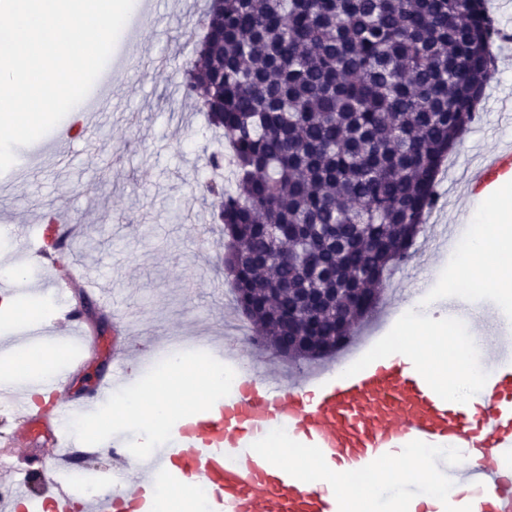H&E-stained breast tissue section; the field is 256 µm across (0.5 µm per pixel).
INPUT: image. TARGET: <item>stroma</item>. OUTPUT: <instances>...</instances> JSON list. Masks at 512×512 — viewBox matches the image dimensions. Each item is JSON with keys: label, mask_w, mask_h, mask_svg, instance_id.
I'll list each match as a JSON object with an SVG mask.
<instances>
[{"label": "stroma", "mask_w": 512, "mask_h": 512, "mask_svg": "<svg viewBox=\"0 0 512 512\" xmlns=\"http://www.w3.org/2000/svg\"><path fill=\"white\" fill-rule=\"evenodd\" d=\"M206 2L149 0L154 25L135 51L166 60V67L115 73L112 94L101 105L103 115L92 137L72 136L61 164L38 167L7 195L6 208L0 210L4 226L39 224L53 213L74 218L71 248L81 270L100 283L110 303L84 301L79 292H72V299L81 300L88 329L98 342L81 364H73L81 351L78 337L27 336L31 323L48 321L53 311L46 268L26 262L16 238L0 242V267L24 268L22 278L0 281V297L38 311L33 321L0 318V362L19 360L33 350L48 357L33 370L0 378V384L29 390L68 367L75 396L86 397L112 369L116 312L168 337L212 336L230 340L245 353L252 349L246 335L226 327L239 313L232 305V280L222 264L224 229L215 223L210 202L197 189L207 175V157L222 146L184 87L183 66L195 60L197 46L185 44L182 34L186 27L198 25ZM484 95L480 118L461 137L445 177L438 180L441 198L426 220L425 233L412 256L390 277V292L383 297L385 314L360 325V332L389 335L392 317L414 301V291L420 288L432 301L433 316L446 323L466 314L480 319L489 311L501 335L512 333V303L489 290H457L451 247L434 257L429 254L436 226L455 225L460 239L488 209L487 199L470 194L462 175L476 154L512 145V123L505 118L512 110V46H498L496 76ZM23 422L14 404L0 399V453L23 469L30 486L52 496L47 437L31 436L23 448L9 439L10 431ZM67 425L75 437L98 450L93 457L77 455L74 468L97 477L110 473L112 458L102 445L115 425L107 414L71 416Z\"/></svg>", "instance_id": "35a3bbf8"}]
</instances>
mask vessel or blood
Listing matches in <instances>:
<instances>
[{
    "mask_svg": "<svg viewBox=\"0 0 512 512\" xmlns=\"http://www.w3.org/2000/svg\"><path fill=\"white\" fill-rule=\"evenodd\" d=\"M512 170V149L483 156L469 169L467 184L480 192ZM65 326L87 336L79 311L62 309L55 322L35 328L38 336ZM477 362L481 379L466 402L449 399L442 385L403 359L374 358L350 370L332 367L300 378L258 370L224 397L176 419L163 442L137 455L129 437L115 433L107 443L114 481L122 494L103 487L86 505L88 512H153L161 486L205 493L206 512H342L344 494L317 484L295 464L274 467L258 445L272 431L301 445L325 463L352 473H377L380 504L415 500L430 485L469 484L476 512H512V390H506L502 365L511 354L498 348L491 320H484ZM115 365L93 396L88 411L107 402L126 381L125 360L142 354L141 345L121 335L112 341ZM68 375L44 386L45 402L27 420L53 434L70 408ZM408 448L428 454L420 476L404 481L382 469L403 460Z\"/></svg>",
    "mask_w": 512,
    "mask_h": 512,
    "instance_id": "obj_1",
    "label": "vessel or blood"
}]
</instances>
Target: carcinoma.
Here are the masks:
<instances>
[{
  "label": "carcinoma",
  "instance_id": "obj_1",
  "mask_svg": "<svg viewBox=\"0 0 512 512\" xmlns=\"http://www.w3.org/2000/svg\"><path fill=\"white\" fill-rule=\"evenodd\" d=\"M487 0H209L185 87L229 151L218 203L261 346L334 355L432 210L495 58ZM346 288L366 293L336 310Z\"/></svg>",
  "mask_w": 512,
  "mask_h": 512
}]
</instances>
